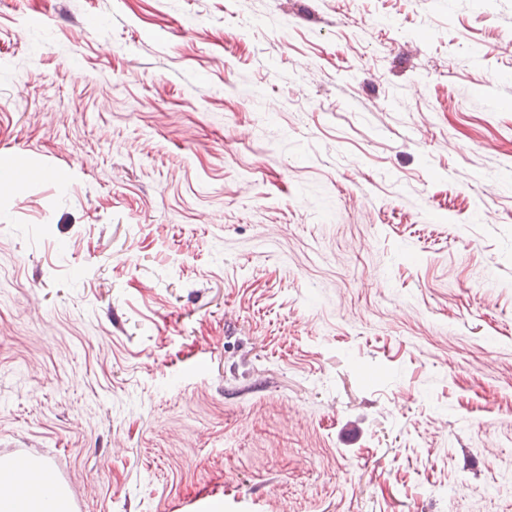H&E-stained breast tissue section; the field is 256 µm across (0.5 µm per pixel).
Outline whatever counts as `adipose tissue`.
<instances>
[{
    "label": "adipose tissue",
    "mask_w": 512,
    "mask_h": 512,
    "mask_svg": "<svg viewBox=\"0 0 512 512\" xmlns=\"http://www.w3.org/2000/svg\"><path fill=\"white\" fill-rule=\"evenodd\" d=\"M0 512H68L50 472L38 484L24 481L18 471L0 470Z\"/></svg>",
    "instance_id": "ef3b65f1"
}]
</instances>
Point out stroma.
<instances>
[{"instance_id":"obj_1","label":"stroma","mask_w":512,"mask_h":512,"mask_svg":"<svg viewBox=\"0 0 512 512\" xmlns=\"http://www.w3.org/2000/svg\"><path fill=\"white\" fill-rule=\"evenodd\" d=\"M2 156L80 512H512V0H0Z\"/></svg>"}]
</instances>
